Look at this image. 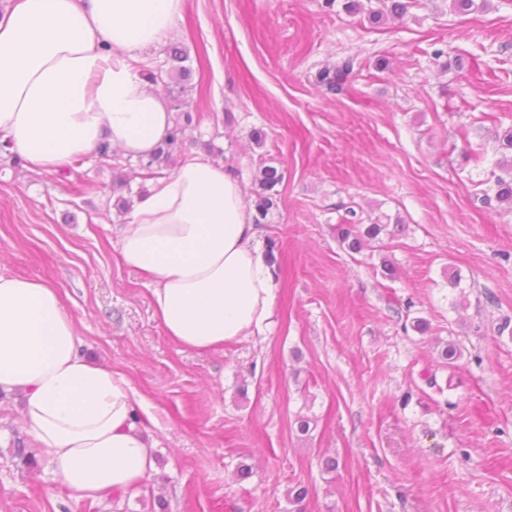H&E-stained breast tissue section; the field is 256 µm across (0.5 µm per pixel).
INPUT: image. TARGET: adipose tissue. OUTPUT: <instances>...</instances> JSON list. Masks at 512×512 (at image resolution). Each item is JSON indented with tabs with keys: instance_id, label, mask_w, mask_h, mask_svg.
Returning a JSON list of instances; mask_svg holds the SVG:
<instances>
[{
	"instance_id": "1",
	"label": "adipose tissue",
	"mask_w": 512,
	"mask_h": 512,
	"mask_svg": "<svg viewBox=\"0 0 512 512\" xmlns=\"http://www.w3.org/2000/svg\"><path fill=\"white\" fill-rule=\"evenodd\" d=\"M184 0H16L0 12V140L34 170H55L99 144L136 157L173 115L142 77L144 52L170 36ZM118 238L122 261L147 277L168 339L215 349L273 323L277 284L239 180L203 154L147 182ZM0 390L21 413L71 498L137 493L154 447L133 417L120 372L81 354L56 288L0 272Z\"/></svg>"
}]
</instances>
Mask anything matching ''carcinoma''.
<instances>
[{"label": "carcinoma", "instance_id": "carcinoma-1", "mask_svg": "<svg viewBox=\"0 0 512 512\" xmlns=\"http://www.w3.org/2000/svg\"><path fill=\"white\" fill-rule=\"evenodd\" d=\"M491 5V0H449V10L466 14L485 10ZM409 2L407 0H391V4L379 9H365L361 0H344L342 8L350 14H363L371 24H378L383 18L391 14L400 17L407 12ZM188 60L186 52L179 46H172L168 51L167 64L169 69H148L145 72L148 82L157 84L169 79L175 84L187 81L191 75V69L185 65ZM356 59L344 58L333 65L319 70L317 82L329 90L338 88L347 76L353 71ZM186 103L182 96L177 95L171 99V111L175 112L173 126L168 137L150 154L140 156L137 167L144 179L162 177L169 174L175 161L187 155V131L193 128L194 116L185 110ZM496 139L503 150L502 157L497 162V167L502 174L493 175V184L489 191L484 193L486 200H495L504 209L512 211V126L496 131ZM283 171L265 160L260 162L254 174V208L253 223L266 224L268 218L279 209L283 184ZM349 218L339 225L338 240L340 244L353 253H359L364 248L365 242L378 238L387 232L388 225L377 218L370 224H362L356 221L357 213L352 208H347ZM460 357L459 347L452 341L444 343L439 353L440 364L444 367H452Z\"/></svg>", "mask_w": 512, "mask_h": 512}]
</instances>
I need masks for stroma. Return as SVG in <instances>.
I'll return each instance as SVG.
<instances>
[{"label":"stroma","instance_id":"1","mask_svg":"<svg viewBox=\"0 0 512 512\" xmlns=\"http://www.w3.org/2000/svg\"><path fill=\"white\" fill-rule=\"evenodd\" d=\"M171 40L193 71L192 151L228 148L248 192L259 153L284 171L259 227L276 243L275 323L181 350L119 256L111 161L88 154L63 178L1 156L0 271L57 288L85 355L134 388L156 466L141 493L73 501L48 459L24 463L36 444L6 392L0 512H512V336L497 331L512 321V213L482 201L512 125V0L467 15L418 0L378 26L323 0H185ZM349 56L338 91L317 83ZM351 202L391 227L357 254L337 237ZM439 339L460 347L455 367L438 365Z\"/></svg>","mask_w":512,"mask_h":512}]
</instances>
